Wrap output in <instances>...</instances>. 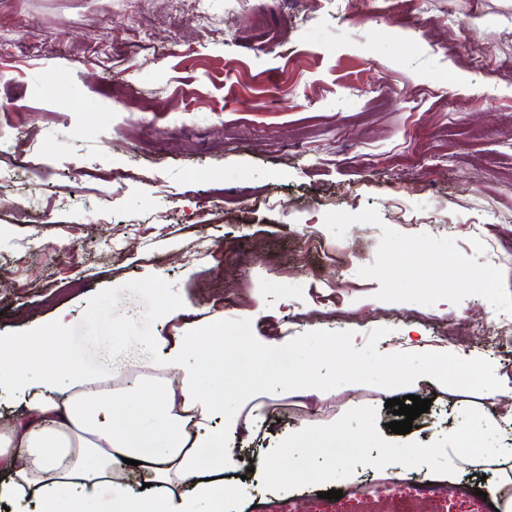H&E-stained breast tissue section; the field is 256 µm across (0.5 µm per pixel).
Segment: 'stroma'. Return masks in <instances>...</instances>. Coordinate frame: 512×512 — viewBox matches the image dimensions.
I'll list each match as a JSON object with an SVG mask.
<instances>
[{
  "label": "stroma",
  "mask_w": 512,
  "mask_h": 512,
  "mask_svg": "<svg viewBox=\"0 0 512 512\" xmlns=\"http://www.w3.org/2000/svg\"><path fill=\"white\" fill-rule=\"evenodd\" d=\"M163 295L184 315L162 322ZM60 310L92 370L118 337L150 370L143 338L219 317L358 349L385 327L381 353L445 347L512 381L491 345L512 329V0H0V336ZM397 394L431 402L404 435L380 387L257 395L241 456L288 466L224 512H334L336 484L405 512L456 428L512 448L479 427L483 394Z\"/></svg>",
  "instance_id": "35a3bbf8"
}]
</instances>
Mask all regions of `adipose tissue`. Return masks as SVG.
<instances>
[{"instance_id": "obj_1", "label": "adipose tissue", "mask_w": 512, "mask_h": 512, "mask_svg": "<svg viewBox=\"0 0 512 512\" xmlns=\"http://www.w3.org/2000/svg\"><path fill=\"white\" fill-rule=\"evenodd\" d=\"M63 319L0 336V368L9 367L16 398L0 430V504L26 512H224L227 476L243 460L225 435L249 433L238 410L224 427L211 422L224 398L204 391L202 372L221 374L239 356L225 344L224 322L191 327L189 335L153 336L147 344L157 378L128 384L132 366L92 372L67 361L65 378L46 368L62 345ZM198 348L199 363L184 358Z\"/></svg>"}]
</instances>
